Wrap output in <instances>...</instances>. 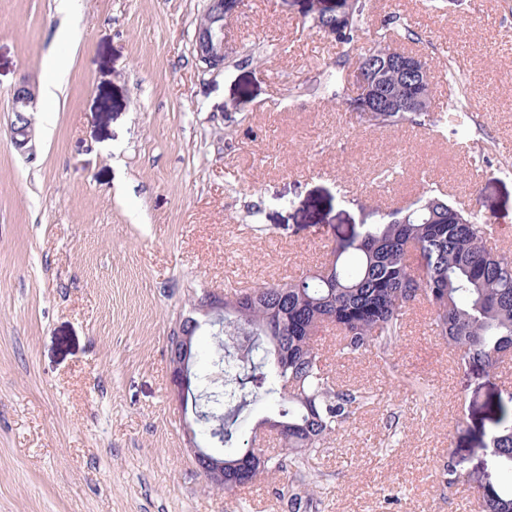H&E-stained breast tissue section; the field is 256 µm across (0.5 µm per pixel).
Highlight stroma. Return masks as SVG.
<instances>
[{"instance_id":"1","label":"stroma","mask_w":512,"mask_h":512,"mask_svg":"<svg viewBox=\"0 0 512 512\" xmlns=\"http://www.w3.org/2000/svg\"><path fill=\"white\" fill-rule=\"evenodd\" d=\"M372 4L366 27L390 21L430 67L432 109L457 93L449 73L465 80L469 130L345 115L318 87L339 48L311 31L312 0H244L210 72L193 51L206 0H0V512H288L274 479L228 496L195 464L191 442L210 437L172 396L167 358L195 299L316 268L428 182L512 248V0ZM52 56L68 75L23 154L12 92L42 88ZM319 347L376 400L313 454L312 512H479L477 478H505L491 437L512 411V356L465 368L420 308L390 364L337 357L327 332ZM276 411L252 400L223 453L253 437L281 453L260 426Z\"/></svg>"}]
</instances>
